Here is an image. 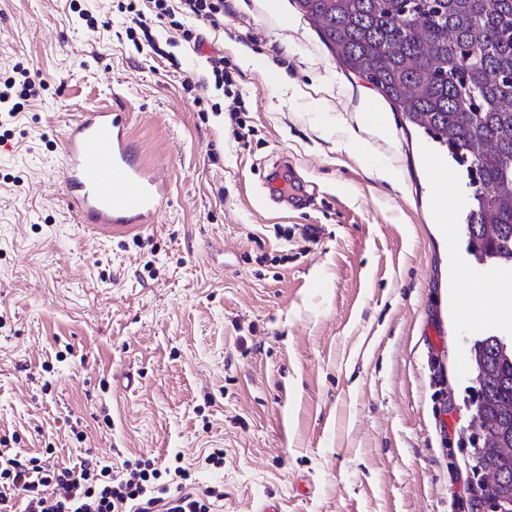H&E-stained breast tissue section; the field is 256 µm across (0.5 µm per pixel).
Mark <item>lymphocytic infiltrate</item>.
Wrapping results in <instances>:
<instances>
[{"instance_id": "lymphocytic-infiltrate-1", "label": "lymphocytic infiltrate", "mask_w": 512, "mask_h": 512, "mask_svg": "<svg viewBox=\"0 0 512 512\" xmlns=\"http://www.w3.org/2000/svg\"><path fill=\"white\" fill-rule=\"evenodd\" d=\"M142 31L170 27L187 42L201 43L196 24L219 26L224 21V0H132L126 7ZM39 94L28 68L15 65L0 76V112L15 117L23 99ZM180 483L159 485L158 470L141 463H126L113 472L105 460L87 456L79 466L56 467L37 458L22 460L0 452V512H211L201 498L186 492L190 477L175 467Z\"/></svg>"}]
</instances>
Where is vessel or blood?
Returning <instances> with one entry per match:
<instances>
[{"label": "vessel or blood", "mask_w": 512, "mask_h": 512, "mask_svg": "<svg viewBox=\"0 0 512 512\" xmlns=\"http://www.w3.org/2000/svg\"><path fill=\"white\" fill-rule=\"evenodd\" d=\"M60 171L69 213L94 233L146 230L171 204L167 177L141 160L119 109L94 108L67 126Z\"/></svg>", "instance_id": "vessel-or-blood-1"}]
</instances>
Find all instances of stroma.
Here are the masks:
<instances>
[{
	"mask_svg": "<svg viewBox=\"0 0 512 512\" xmlns=\"http://www.w3.org/2000/svg\"><path fill=\"white\" fill-rule=\"evenodd\" d=\"M121 2L0 0V73L45 85L0 127V442L61 466L178 463L215 512H486L463 401L475 335L454 298L487 268L458 168L295 0H224L201 47L163 57L135 47ZM366 101L386 137L362 129ZM93 107L127 112L167 173L171 204L142 234L93 236L64 205L63 134ZM206 64L214 78L216 89H222L224 96L227 97V99H230L229 104L225 108V112H228L230 122L236 124L239 128H243V120L239 116L240 112H244V108H242V100L238 92L229 88L233 83L228 72L224 68L223 53L215 52L212 55L207 56Z\"/></svg>",
	"mask_w": 512,
	"mask_h": 512,
	"instance_id": "stroma-1",
	"label": "stroma"
}]
</instances>
